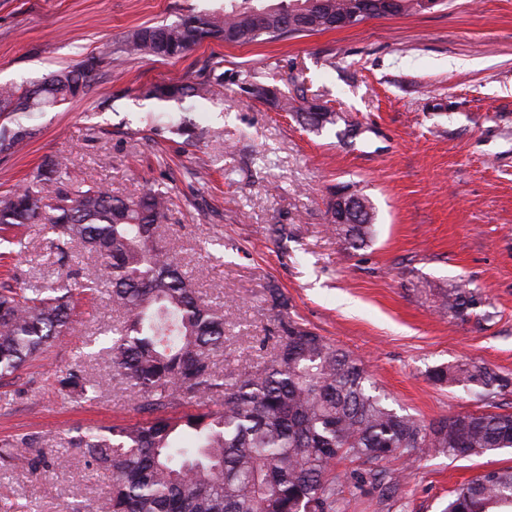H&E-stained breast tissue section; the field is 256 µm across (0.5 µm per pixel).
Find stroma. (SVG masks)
Instances as JSON below:
<instances>
[{
	"mask_svg": "<svg viewBox=\"0 0 512 512\" xmlns=\"http://www.w3.org/2000/svg\"><path fill=\"white\" fill-rule=\"evenodd\" d=\"M223 2L0 0V85L39 79L115 49L134 28ZM217 63L222 93L188 114L202 133L196 145L157 131L164 106L142 99V88L198 83ZM252 81L287 96L304 90L340 120L305 131L252 98ZM29 123L28 144L0 155V197L47 163L117 196L168 192L169 243L203 297L224 307L218 371L262 365L284 314L353 352L395 406L425 420L512 413V387L482 401L431 377L465 360L512 377V0H448L354 28L125 59L103 68L90 94ZM350 124L356 136L345 135ZM345 185L374 207V237L361 249L328 230L332 193ZM25 236L24 253L0 257V282L66 279L97 264L81 251L56 265L41 225ZM463 279L481 305L464 317L441 312L436 293ZM272 288L287 298L286 313L272 308ZM80 310L70 337L0 385V437L36 433L47 457L67 458L37 473L23 461L0 466V506L11 512H84L108 483L69 452L73 428L139 418L133 391L109 379L104 361H83L103 383L94 401L76 404L58 385L84 342L119 317L100 295ZM511 466L512 448L425 457L388 504L367 487L348 512H442L458 485Z\"/></svg>",
	"mask_w": 512,
	"mask_h": 512,
	"instance_id": "stroma-1",
	"label": "stroma"
}]
</instances>
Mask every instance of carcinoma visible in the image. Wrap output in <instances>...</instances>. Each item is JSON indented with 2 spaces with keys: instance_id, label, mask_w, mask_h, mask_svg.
<instances>
[{
  "instance_id": "carcinoma-1",
  "label": "carcinoma",
  "mask_w": 512,
  "mask_h": 512,
  "mask_svg": "<svg viewBox=\"0 0 512 512\" xmlns=\"http://www.w3.org/2000/svg\"><path fill=\"white\" fill-rule=\"evenodd\" d=\"M370 6L374 17L420 12V0H224V10L186 14L170 23L140 26L122 40L127 57L178 58L206 41L247 45L336 29L345 14ZM95 79L87 64L61 68L38 82L0 86V114L15 117L0 127V154H13L34 127L16 119L56 108L89 93ZM224 87V74L198 84H151L146 99L182 104L209 100ZM252 96L295 114L303 126L322 130L339 116L312 111L314 99L284 98L253 84ZM166 193L149 187L132 197L114 196L86 178L60 181L51 165L0 199V230L44 224L56 262L73 247L96 255L93 271L72 281L44 279L23 287L0 285V381L13 379L44 358L73 323L76 298L105 291L123 320L105 332L88 355L112 363L135 393L134 423L79 427L69 447L109 481L102 501L87 512H345L347 496L363 484L404 483L403 472L372 464L413 462L425 456L454 459L512 448V413L476 411L427 422L388 403L351 352L294 320H280L273 350L256 371L216 374L224 354V311L205 300L168 245ZM330 230L351 248L371 241L374 223L337 224ZM439 307L466 316L481 305L463 282L437 296ZM432 378L487 399L512 385L484 363L436 368ZM59 384L80 404L100 382L71 368ZM37 434L0 439V462L25 458L46 464ZM356 465L342 483L336 467ZM443 512H512V467L474 476L454 489Z\"/></svg>"
}]
</instances>
